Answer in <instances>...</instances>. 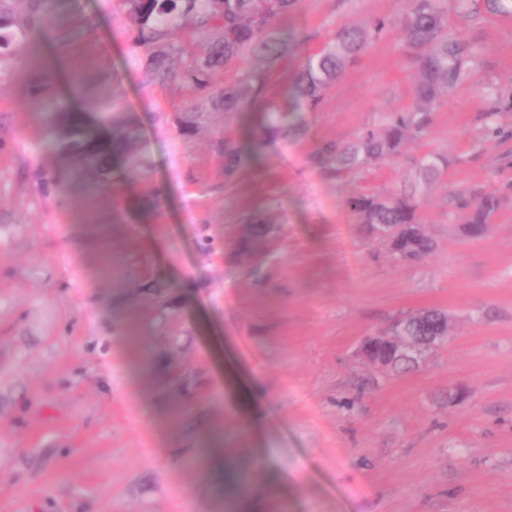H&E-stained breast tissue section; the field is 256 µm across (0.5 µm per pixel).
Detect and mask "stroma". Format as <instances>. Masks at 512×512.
I'll use <instances>...</instances> for the list:
<instances>
[{
	"mask_svg": "<svg viewBox=\"0 0 512 512\" xmlns=\"http://www.w3.org/2000/svg\"><path fill=\"white\" fill-rule=\"evenodd\" d=\"M58 43L16 42L0 73V512H512V139L485 136L483 95L512 87V16L458 32L481 51L466 86L402 157L336 178L313 166L410 102L401 31L373 42L305 115L255 143L250 104L208 113L148 83L117 0H48ZM404 0H300L279 23L303 59L343 26L399 21ZM116 97L139 127L135 177L73 185L42 112ZM233 138V177L213 145ZM448 154L421 219L434 251L395 262L347 199L398 192L414 156ZM505 193L465 240L445 197ZM267 228L248 252L251 225ZM211 249H204V240ZM424 309L447 338L397 372L366 337Z\"/></svg>",
	"mask_w": 512,
	"mask_h": 512,
	"instance_id": "obj_1",
	"label": "stroma"
}]
</instances>
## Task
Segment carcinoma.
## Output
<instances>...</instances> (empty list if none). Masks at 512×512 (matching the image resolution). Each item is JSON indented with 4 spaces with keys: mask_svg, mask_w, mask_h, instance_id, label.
Segmentation results:
<instances>
[{
    "mask_svg": "<svg viewBox=\"0 0 512 512\" xmlns=\"http://www.w3.org/2000/svg\"><path fill=\"white\" fill-rule=\"evenodd\" d=\"M11 0H0V62L14 42L47 29L46 0H26L27 10L17 15ZM131 33V43L146 51L139 60L147 79L156 84L180 80L188 89L206 94L209 110L232 114L249 102H263L269 134L303 131V114L318 106L327 90L356 57L373 41L387 35L391 24L376 18L365 26H348L320 49L304 57L293 72L288 87V108L265 101L268 68L292 58L296 44L279 36L274 22L292 13L299 0H120ZM463 0H408L400 26L404 53L413 72L409 103L383 118L381 128L362 131L351 143L325 141L310 155V162L328 174L353 175L376 160L405 153L423 139L434 122L442 99L471 78L478 53L474 45L452 30L449 13ZM249 65L240 68L243 61ZM236 69L224 82L221 73ZM491 102L485 118L495 115L498 105L512 93L498 86L485 90ZM51 121L62 127L52 147L76 169L102 184L118 181L111 160L130 163L137 171L139 131L122 122L119 102L98 113L90 124L78 112L48 107ZM206 117L196 106L176 116L179 132L193 134ZM216 149L224 155L227 176L236 173L239 150L233 141L218 139ZM447 156L429 151L415 160V174L403 189L392 194H358L347 200L373 240L386 246L398 261L421 262L432 249L426 235L410 245H397L388 238L392 230L407 232L405 225L420 226V208L430 182L448 169ZM453 215L464 237L488 230L503 206V196L472 194L465 189L451 193ZM413 336L438 335L434 311L424 310L394 322Z\"/></svg>",
    "mask_w": 512,
    "mask_h": 512,
    "instance_id": "1",
    "label": "carcinoma"
}]
</instances>
